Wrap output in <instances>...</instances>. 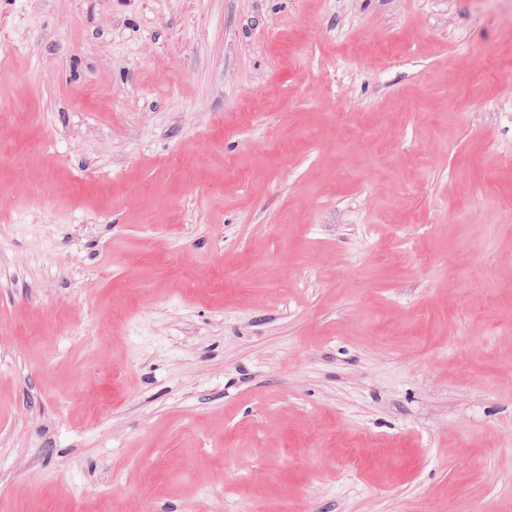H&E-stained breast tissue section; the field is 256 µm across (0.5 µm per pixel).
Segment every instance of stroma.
<instances>
[{
    "label": "stroma",
    "mask_w": 512,
    "mask_h": 512,
    "mask_svg": "<svg viewBox=\"0 0 512 512\" xmlns=\"http://www.w3.org/2000/svg\"><path fill=\"white\" fill-rule=\"evenodd\" d=\"M0 50V512H512V0H0Z\"/></svg>",
    "instance_id": "stroma-1"
}]
</instances>
